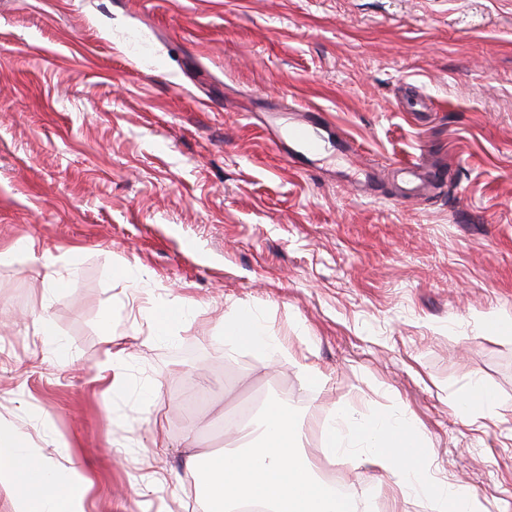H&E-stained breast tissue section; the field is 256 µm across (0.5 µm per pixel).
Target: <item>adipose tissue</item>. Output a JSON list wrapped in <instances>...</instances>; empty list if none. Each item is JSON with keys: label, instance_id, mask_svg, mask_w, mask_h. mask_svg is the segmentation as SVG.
I'll return each instance as SVG.
<instances>
[{"label": "adipose tissue", "instance_id": "ef3b65f1", "mask_svg": "<svg viewBox=\"0 0 512 512\" xmlns=\"http://www.w3.org/2000/svg\"><path fill=\"white\" fill-rule=\"evenodd\" d=\"M224 335L240 347H281L278 336L248 311L228 317ZM236 429L237 446L218 454L200 453L194 438L186 440L184 466L206 512H238L247 502L264 512H359L356 502L338 496L300 454L301 421L288 404L277 402ZM325 435L330 450L358 449L398 475L404 490L439 502L442 512H474L472 498H456L430 476V451L410 418L365 416L343 407L332 413ZM0 488L15 493L17 512H85L91 483L77 469L33 463L23 438L0 421Z\"/></svg>", "mask_w": 512, "mask_h": 512}]
</instances>
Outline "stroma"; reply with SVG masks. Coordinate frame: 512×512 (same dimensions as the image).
Masks as SVG:
<instances>
[{
	"mask_svg": "<svg viewBox=\"0 0 512 512\" xmlns=\"http://www.w3.org/2000/svg\"><path fill=\"white\" fill-rule=\"evenodd\" d=\"M421 159L449 164L423 200L401 176ZM18 242L51 266L0 264V421L33 461L79 462L87 512H203L187 417L219 450L280 398L317 457L334 409L410 417L436 478L512 512V341L481 327L512 315V0H0ZM240 308L273 360L225 342ZM475 380L498 403L471 422ZM322 470L371 512H436L355 455ZM289 135L297 147L308 153H316L321 148V138L306 126L298 125L292 127L289 129ZM497 394L489 386L476 380L469 384L465 397L459 405L464 416L470 417L474 410H484L489 414L494 412Z\"/></svg>",
	"mask_w": 512,
	"mask_h": 512,
	"instance_id": "35a3bbf8",
	"label": "stroma"
}]
</instances>
